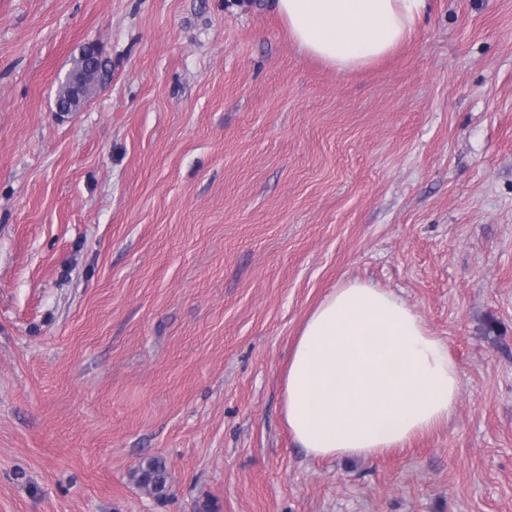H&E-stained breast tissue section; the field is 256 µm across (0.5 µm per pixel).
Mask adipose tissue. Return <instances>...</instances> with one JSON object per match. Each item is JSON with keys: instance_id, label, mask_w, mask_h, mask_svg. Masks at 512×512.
Segmentation results:
<instances>
[{"instance_id": "adipose-tissue-1", "label": "adipose tissue", "mask_w": 512, "mask_h": 512, "mask_svg": "<svg viewBox=\"0 0 512 512\" xmlns=\"http://www.w3.org/2000/svg\"><path fill=\"white\" fill-rule=\"evenodd\" d=\"M306 53L366 67L411 38L429 0H273ZM460 391L448 346L393 292L358 280L307 316L283 375L288 430L316 458L382 457L447 421Z\"/></svg>"}]
</instances>
